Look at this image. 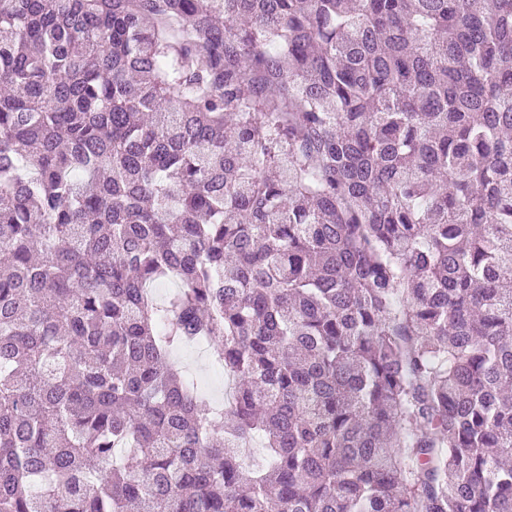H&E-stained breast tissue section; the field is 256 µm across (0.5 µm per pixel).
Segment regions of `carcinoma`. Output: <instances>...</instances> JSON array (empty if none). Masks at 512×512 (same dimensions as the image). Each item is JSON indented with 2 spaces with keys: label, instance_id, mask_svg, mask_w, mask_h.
Segmentation results:
<instances>
[{
  "label": "carcinoma",
  "instance_id": "obj_1",
  "mask_svg": "<svg viewBox=\"0 0 512 512\" xmlns=\"http://www.w3.org/2000/svg\"><path fill=\"white\" fill-rule=\"evenodd\" d=\"M1 87L0 512H512V0H0ZM183 369L192 377L195 376L203 384L202 392L209 398L218 400L222 393V386L211 377V363L208 358L198 356L191 345L180 349L174 354Z\"/></svg>",
  "mask_w": 512,
  "mask_h": 512
}]
</instances>
